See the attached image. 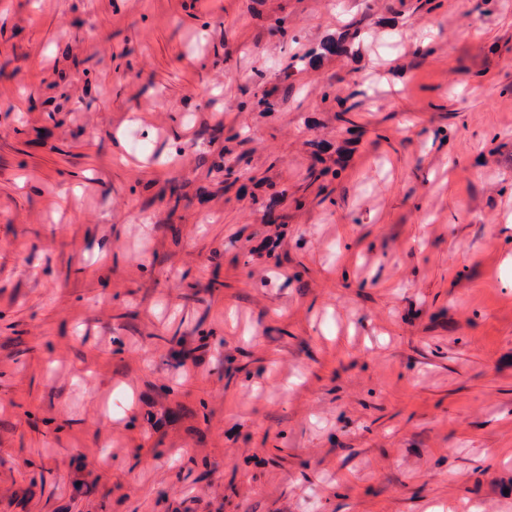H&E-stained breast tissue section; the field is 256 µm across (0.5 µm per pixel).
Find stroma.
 Wrapping results in <instances>:
<instances>
[{
	"instance_id": "stroma-1",
	"label": "stroma",
	"mask_w": 512,
	"mask_h": 512,
	"mask_svg": "<svg viewBox=\"0 0 512 512\" xmlns=\"http://www.w3.org/2000/svg\"><path fill=\"white\" fill-rule=\"evenodd\" d=\"M447 500L512 512V0H0V512ZM361 37L359 22H355L348 25L337 37L329 38L324 42L319 52L312 50L305 58H309V64L315 67L321 57L326 54L348 57L353 54V46Z\"/></svg>"
}]
</instances>
